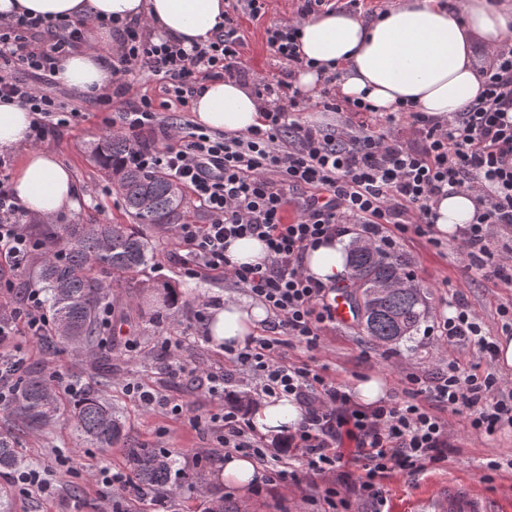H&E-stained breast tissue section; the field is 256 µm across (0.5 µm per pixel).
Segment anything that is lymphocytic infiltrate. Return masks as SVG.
<instances>
[{
    "label": "lymphocytic infiltrate",
    "instance_id": "lymphocytic-infiltrate-1",
    "mask_svg": "<svg viewBox=\"0 0 512 512\" xmlns=\"http://www.w3.org/2000/svg\"><path fill=\"white\" fill-rule=\"evenodd\" d=\"M238 15L225 13L224 27L209 44L183 48L174 41L154 42L144 23L118 32L120 51L112 57V82L130 92L139 74L163 82V93L189 109L203 77L253 83L262 105V124L235 136L202 126L165 122L152 99L132 98L120 112L119 128L132 144L130 160L157 168L188 189L210 217L206 224H179L173 236L184 254V273L208 271L233 279L272 312L276 336H258L241 349L228 348L224 358L260 381L265 398L288 396L300 404L302 418L283 448L268 453L247 435L241 408L227 402L215 421L224 427V446L246 451L265 465L269 481L287 480L289 449L301 452L308 472L327 473L344 462L342 448L353 443L365 459V475L356 488L372 512H384L379 484L394 471L412 474L445 457L448 422L443 411L468 420L473 431L493 435L512 428V392L496 375L477 365L463 368L449 361L432 377L408 374L407 399L367 409L356 406L348 391L317 370L288 363L289 340L316 346L334 316L331 286L319 283L303 268L306 252L326 239L359 227L365 243L382 254L397 251L411 236L432 233L431 203L442 194L471 192L480 203L459 248L474 278L495 277L512 283V43L491 51L480 69L483 99L445 123L404 110L387 115V127L374 131L366 118L373 104L339 100L333 76L318 99H310L282 79L256 77L243 61ZM83 21L46 22L19 16L0 22V100L33 112L30 141L46 140L61 125L78 117L43 88L59 57L85 43ZM320 108L338 114L333 128L305 117ZM407 121L418 135L411 143L396 136V121ZM160 132L154 151L139 147L146 132ZM0 157V264L21 269L36 249L22 220ZM303 191L302 201L289 193ZM298 217L286 223L288 204ZM505 242L497 264L486 261L493 237ZM254 237L265 243L263 262L237 265L225 250L229 240ZM42 291L27 289L20 306H0V340L10 336L16 318H24L33 334H42L48 319ZM440 325L449 345L470 348L479 361L493 362L497 343L479 319L457 303Z\"/></svg>",
    "mask_w": 512,
    "mask_h": 512
}]
</instances>
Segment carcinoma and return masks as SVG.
I'll return each mask as SVG.
<instances>
[{
    "label": "carcinoma",
    "instance_id": "cac0c4a2",
    "mask_svg": "<svg viewBox=\"0 0 512 512\" xmlns=\"http://www.w3.org/2000/svg\"><path fill=\"white\" fill-rule=\"evenodd\" d=\"M99 170L117 184L133 224H60L44 233L39 280L49 305L51 344L93 347L101 343L105 323L100 314L112 306L111 289L134 288L137 277L154 261L152 242L137 229L139 224L172 229L185 224L190 205L183 187L159 170L137 168L127 162L128 141L108 133L90 144ZM362 330L378 343L396 345L410 337L424 318L427 302L417 287L384 294L380 288L402 278L403 263L369 247L350 253ZM10 416L30 427H42L65 417L74 422L79 436L99 448L122 440L123 422L112 407L85 393L75 402L50 390L45 380L19 375L9 403ZM129 463L142 493L159 489L177 494L184 476L168 454L154 448H131ZM18 462L7 437H0V470Z\"/></svg>",
    "mask_w": 512,
    "mask_h": 512
}]
</instances>
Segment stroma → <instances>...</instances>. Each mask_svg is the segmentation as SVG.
<instances>
[{
    "instance_id": "stroma-1",
    "label": "stroma",
    "mask_w": 512,
    "mask_h": 512,
    "mask_svg": "<svg viewBox=\"0 0 512 512\" xmlns=\"http://www.w3.org/2000/svg\"><path fill=\"white\" fill-rule=\"evenodd\" d=\"M297 6L298 0H267L260 18L241 15L244 61L259 75L272 79L287 70V62L268 48L265 30L295 14ZM45 89L79 112L70 125L44 142L72 170L77 187L75 207L60 212L56 223H129L120 195L88 150L89 143L109 133L113 115L125 107L126 95L109 89L110 106L104 111L88 95L56 82H49ZM145 233L155 245L156 265L144 274L141 288L113 289L111 330L101 350L47 348L23 325L10 343L0 346V352L22 355L25 370L38 373L57 392L73 387L94 392L112 404L124 422V442L103 450L78 441L68 420L32 431L0 410V435L12 437L22 466L38 469L57 489L51 498L27 497L18 491L10 473L1 472L0 512H203L222 497L230 500L235 512H332L322 493L328 485L348 495L350 512H371L370 505L352 492L364 473L360 460L313 478L303 474L286 483L264 480L255 490L214 480V473L224 464V449L221 431L213 427L210 417L222 403L210 397L204 385L193 382L190 370L196 367L204 375H227V391L251 402L258 399L257 384L252 376L225 362L223 346L210 343L206 323L197 322L195 314L202 302L216 307L225 299L243 296L244 291L213 274L185 277L174 256L172 233L162 226L146 228ZM397 254L415 272L416 285L427 301V312L412 339L382 345L366 336L360 325L335 323L326 326L316 348L292 344L287 351L289 363L323 371L349 390L359 380L381 378L392 400L401 398L407 373L435 375L452 357L466 365L475 363L472 350L449 346L437 326L440 314L449 303L461 301L491 337H499V309L512 307V287L494 278H468L465 257L453 239L444 238L435 245L414 236L401 243ZM167 286L177 291L178 300L160 323L155 319L157 299ZM129 336L137 342L136 351L125 348ZM137 383L150 385L163 399L184 403L187 416L174 417L162 406L144 408L127 392L128 386ZM447 420L444 460L414 475L395 471L382 479L387 512H425L431 494L462 485L483 498L488 512H512V468L506 466L512 459V429L488 437L475 434L463 416L451 414ZM139 447L169 453L176 468L190 475L191 486L179 495L167 494L157 500L133 490L117 493L97 481V473L105 468L129 471L128 451ZM494 459L502 461L501 469H488Z\"/></svg>"
}]
</instances>
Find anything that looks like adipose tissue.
Here are the masks:
<instances>
[{"label":"adipose tissue","mask_w":512,"mask_h":512,"mask_svg":"<svg viewBox=\"0 0 512 512\" xmlns=\"http://www.w3.org/2000/svg\"><path fill=\"white\" fill-rule=\"evenodd\" d=\"M226 0H0V19L21 15L46 21L83 19L91 36L111 42L105 21L122 25L147 22L155 40L205 44L224 25ZM300 30V55L307 65L294 83L313 95L321 71H340L337 94L362 99L383 112L410 107L444 121L476 102L483 90L478 74L480 52L512 39V0H397L382 17L359 13L291 17ZM112 54L76 48L57 61L55 81L82 93H102L110 84ZM32 112L0 102V151H22L13 177L18 203L31 215L53 220L74 203L71 170L43 147L28 146ZM194 122L226 135L260 124V102L248 86L211 78L198 87ZM437 236H460L476 211L473 194L458 192L433 203ZM348 247L336 237L307 252L306 274L329 285L346 275ZM267 316L263 305L228 299L213 308L207 325L211 342L241 348ZM301 411L289 397L259 400L252 427L261 435L294 429Z\"/></svg>","instance_id":"1"}]
</instances>
